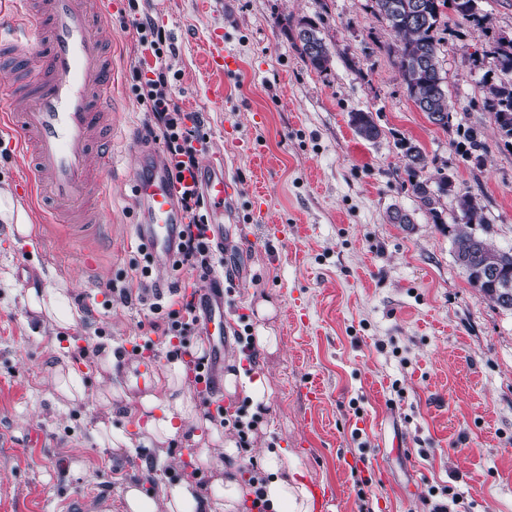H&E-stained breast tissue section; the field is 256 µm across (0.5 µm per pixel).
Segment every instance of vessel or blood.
<instances>
[{
    "label": "vessel or blood",
    "instance_id": "1",
    "mask_svg": "<svg viewBox=\"0 0 512 512\" xmlns=\"http://www.w3.org/2000/svg\"><path fill=\"white\" fill-rule=\"evenodd\" d=\"M93 16L88 0H0V62L13 74L11 83L0 88L8 101L0 126L16 131L20 147L34 156L31 195L48 197L62 208L64 218L82 225L101 223L103 209L89 210L81 202L112 168V58L93 29ZM195 177L212 214L223 219L231 182L211 165L199 166ZM132 185L142 248L152 265L170 264L185 222L180 187L147 149L136 156ZM198 304L211 360L197 392L217 405L229 343L219 276H212L199 292ZM114 357L129 391L142 394L150 389L157 371L154 355L145 354L140 344L127 343ZM60 512H112V496L74 493L62 500Z\"/></svg>",
    "mask_w": 512,
    "mask_h": 512
}]
</instances>
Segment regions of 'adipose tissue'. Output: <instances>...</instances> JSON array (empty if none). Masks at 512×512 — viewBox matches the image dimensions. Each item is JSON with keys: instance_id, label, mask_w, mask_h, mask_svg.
Returning a JSON list of instances; mask_svg holds the SVG:
<instances>
[{"instance_id": "1", "label": "adipose tissue", "mask_w": 512, "mask_h": 512, "mask_svg": "<svg viewBox=\"0 0 512 512\" xmlns=\"http://www.w3.org/2000/svg\"><path fill=\"white\" fill-rule=\"evenodd\" d=\"M65 291L33 284L26 292V303L43 323L57 328L72 324V313L63 309ZM136 418L140 435L157 442L183 434L196 427L198 414L185 382L181 361H172L165 374L161 395H147L140 400ZM264 477L259 487L241 484L235 479H217L211 496H202L193 481L185 479L171 487H162L159 501L146 498L140 489L128 487L125 503L128 512H237L244 498L261 493L267 512H313L312 496L301 481L300 463L285 448L266 451Z\"/></svg>"}]
</instances>
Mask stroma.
Instances as JSON below:
<instances>
[{
    "mask_svg": "<svg viewBox=\"0 0 512 512\" xmlns=\"http://www.w3.org/2000/svg\"><path fill=\"white\" fill-rule=\"evenodd\" d=\"M492 25L440 17V63L454 106L448 129L432 125L409 98L394 65V35L372 0H145L167 37L162 65L173 103L199 115L207 143L199 161L223 162L234 195L224 205V253L230 264L224 308L236 332L270 330L276 351L246 358L231 343L225 372L267 381L224 394V407L259 417L243 468L262 469L268 448L290 449L307 487L328 490L330 512H430L431 489L452 487L471 512H512V313L481 299L455 261L448 230L418 209L404 152L419 145L454 181L443 197L446 220L456 193L476 196L497 246L512 247V146L482 108L487 66L482 54L512 37V0H479ZM100 32L112 44L116 136L112 174L104 175L107 213L80 233L47 222L26 195L30 156L0 133V187L29 210L32 233L13 241L0 223V512H58L76 491H108L115 512L138 484L155 499L162 486L192 477L208 491L224 467L211 451L197 458L189 436L137 442L136 454L100 447L97 422L133 432L138 404L102 349L145 341L172 360L155 325L172 302L151 309L120 290L158 278L187 292L205 281L187 269L147 268L134 236L137 208L129 172L136 146H154L152 120L132 89L143 56L130 29L127 0H105ZM315 23L332 56L328 71L308 67L292 34ZM229 49L233 73L207 59ZM372 112L376 141L359 138L352 112ZM484 144L466 148L468 131ZM267 195L255 222L252 194ZM409 224L387 220L391 208ZM286 227L270 238L265 224ZM66 285L76 322L44 325L24 298L30 273ZM271 305L263 316L259 305ZM76 368L86 400L56 388V367ZM116 391L111 406L96 402Z\"/></svg>",
    "mask_w": 512,
    "mask_h": 512,
    "instance_id": "obj_1",
    "label": "stroma"
}]
</instances>
